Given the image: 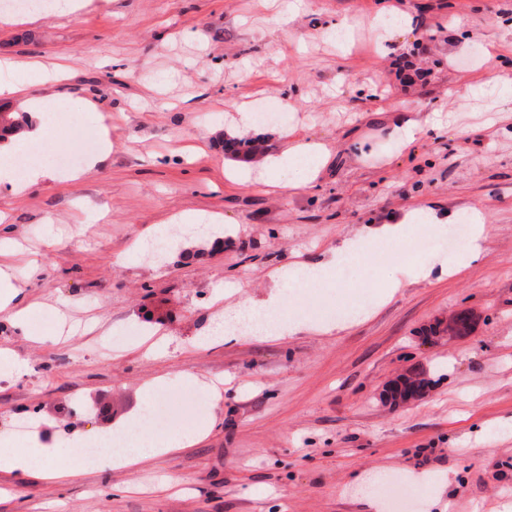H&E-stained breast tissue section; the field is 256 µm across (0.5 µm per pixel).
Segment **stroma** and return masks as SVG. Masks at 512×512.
<instances>
[{"label": "stroma", "mask_w": 512, "mask_h": 512, "mask_svg": "<svg viewBox=\"0 0 512 512\" xmlns=\"http://www.w3.org/2000/svg\"><path fill=\"white\" fill-rule=\"evenodd\" d=\"M85 0L78 12L16 15L0 25V71L51 95L69 130L57 146L98 153L15 192L0 184L13 283L35 310L27 331L0 313V433L30 416L63 441L127 419L158 377L172 414L163 434L209 424L196 444L129 468L67 480L0 472V512H502L512 503V101L479 94L512 78V0ZM345 26L337 37L334 24ZM89 99L93 111L71 104ZM280 106L247 136L277 155L325 147L312 187L280 193L231 180L222 140L228 104ZM443 113L441 134L400 150L396 118ZM481 211L488 226L463 274L409 277L450 258L437 247L392 261L401 286L360 268L301 287L295 269L343 237L415 208ZM185 211L219 226L178 237L158 261L136 240ZM277 292L280 315L338 323L324 336L197 343L210 320ZM367 317L346 315L358 294ZM474 315L471 334L440 325ZM421 366L416 400L382 404L397 375ZM223 383L211 395L209 381ZM393 478L396 496L375 490Z\"/></svg>", "instance_id": "stroma-1"}]
</instances>
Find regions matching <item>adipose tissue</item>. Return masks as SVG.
Listing matches in <instances>:
<instances>
[{"label":"adipose tissue","mask_w":512,"mask_h":512,"mask_svg":"<svg viewBox=\"0 0 512 512\" xmlns=\"http://www.w3.org/2000/svg\"><path fill=\"white\" fill-rule=\"evenodd\" d=\"M0 97L19 102L29 114V124L25 129L8 140L0 142V179L11 183L13 189L23 190L43 179L49 178L51 171L45 166H32L24 163L20 151L23 145L39 141L45 130L44 115L50 101L45 97L34 96L28 85L22 82L0 83ZM321 146L316 142L300 144L297 149L267 159L265 164L264 185L273 186L284 191L311 186L316 179L312 170L304 171L301 179H283L282 170L292 169L296 159L302 153H319ZM470 234L455 257L440 266H422L413 269V276L423 279L432 273L457 275L465 271L473 258L482 248L487 226L479 212L467 214ZM448 228V214L434 209L413 210L399 217H391L388 222L370 228L353 237L342 238L330 251L329 257L302 265L299 274L305 285L311 286L330 281L335 278L339 264L350 263L361 266L373 255L380 246L395 245L405 241L413 233L426 229L433 233H441ZM198 434L185 437L159 440H128L125 448L113 455L97 456L93 467L107 465L116 467L133 466L142 460L172 452L180 447L194 444ZM57 440L50 434H33L26 447H14L9 437L0 436V470L19 475L31 473L41 474L48 479L64 477V470L53 463L57 454Z\"/></svg>","instance_id":"ef3b65f1"}]
</instances>
